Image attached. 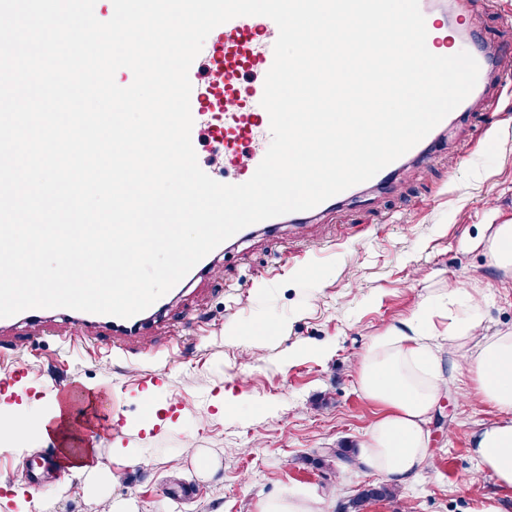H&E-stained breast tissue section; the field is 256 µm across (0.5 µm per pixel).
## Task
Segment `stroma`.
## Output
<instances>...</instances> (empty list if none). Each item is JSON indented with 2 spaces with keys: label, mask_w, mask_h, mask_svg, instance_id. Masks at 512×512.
Returning <instances> with one entry per match:
<instances>
[{
  "label": "stroma",
  "mask_w": 512,
  "mask_h": 512,
  "mask_svg": "<svg viewBox=\"0 0 512 512\" xmlns=\"http://www.w3.org/2000/svg\"><path fill=\"white\" fill-rule=\"evenodd\" d=\"M477 34L492 52V111L459 113L430 163L406 162L385 187H358L335 212L276 235L255 234L219 262L222 274L171 295L146 329L154 356L112 353L91 337L89 354L68 353L51 329L19 326L15 364L0 394L22 386L36 415L72 383L112 398V427L88 429L101 461L137 449L110 496L134 512H254L284 492L326 496L339 512L365 483L361 466H315L343 445L360 448L381 414L355 380V361L373 336L402 327L425 303L434 335L448 328V291L484 298L485 333L512 331V274L494 267L487 239L512 224V0H477ZM441 403L447 428L431 431L425 467L395 498L362 512H475L489 496L512 505L490 474H478L472 438L498 420L475 385L450 381ZM59 451L35 443L0 452V512H26L14 476L39 473L46 512H102L96 496L62 493L45 468Z\"/></svg>",
  "instance_id": "stroma-1"
}]
</instances>
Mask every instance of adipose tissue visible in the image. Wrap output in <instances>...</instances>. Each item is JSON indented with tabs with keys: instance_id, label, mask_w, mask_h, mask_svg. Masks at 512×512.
I'll list each match as a JSON object with an SVG mask.
<instances>
[{
	"instance_id": "obj_1",
	"label": "adipose tissue",
	"mask_w": 512,
	"mask_h": 512,
	"mask_svg": "<svg viewBox=\"0 0 512 512\" xmlns=\"http://www.w3.org/2000/svg\"><path fill=\"white\" fill-rule=\"evenodd\" d=\"M483 299L468 294L467 301L448 323L446 340L455 359L444 366L427 342L432 312L423 306L406 329L389 328L374 336L355 365L357 384L364 396L383 406V414L370 422L359 461L382 476L387 484L406 486L422 469L429 449L428 424L448 370H466L483 400L496 408L501 420L483 428L474 438L472 453L480 471L490 473L497 485L512 489V332L485 335ZM83 433L72 419L69 406L50 401L37 416L21 420L0 419V447L11 446L21 436L59 448ZM62 487H70V474L84 478L85 489L112 487L120 475L99 462L93 449H83L62 462Z\"/></svg>"
}]
</instances>
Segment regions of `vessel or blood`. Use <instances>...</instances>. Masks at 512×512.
I'll list each match as a JSON object with an SVG mask.
<instances>
[{
  "instance_id": "vessel-or-blood-1",
  "label": "vessel or blood",
  "mask_w": 512,
  "mask_h": 512,
  "mask_svg": "<svg viewBox=\"0 0 512 512\" xmlns=\"http://www.w3.org/2000/svg\"><path fill=\"white\" fill-rule=\"evenodd\" d=\"M420 9L425 17L428 49L440 56L460 52V43L449 37L448 27L443 19L430 10L427 0H422ZM277 37L278 27L268 17L233 18L211 31L209 41L204 43L189 70L192 137L210 131L224 149L225 164L247 179L253 176L271 139L270 119L261 105V99L263 78L273 64ZM476 60L479 78L472 92L459 106L463 112H479L489 106L486 94L488 59L480 54ZM340 201V196L336 195L309 210L264 220L262 226L273 230L283 224H303L334 208ZM157 312V306L153 305L135 316L120 318L68 308H34L0 318V333L20 323L39 328L61 319L69 325L68 339H76L80 332L98 324L115 339H137L139 348L143 349L147 342L143 340L142 332Z\"/></svg>"
}]
</instances>
